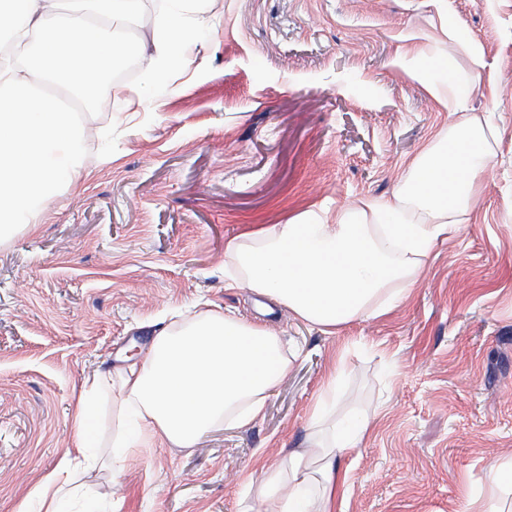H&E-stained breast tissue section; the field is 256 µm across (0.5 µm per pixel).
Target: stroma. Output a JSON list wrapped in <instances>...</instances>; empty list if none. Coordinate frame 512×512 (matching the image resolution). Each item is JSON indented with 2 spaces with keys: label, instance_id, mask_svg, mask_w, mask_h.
Wrapping results in <instances>:
<instances>
[{
  "label": "stroma",
  "instance_id": "obj_1",
  "mask_svg": "<svg viewBox=\"0 0 512 512\" xmlns=\"http://www.w3.org/2000/svg\"><path fill=\"white\" fill-rule=\"evenodd\" d=\"M166 96H107L80 178L0 242V512H18L71 445L83 376L134 358L197 302L301 349L263 414L192 448L130 449L84 495L112 512H260L248 482L300 447L334 369L337 414L369 418L340 466L345 512H467L512 493V0H212ZM478 46L458 106L430 69ZM496 127L479 197L406 300L335 335L224 285L243 232L386 198L469 116Z\"/></svg>",
  "mask_w": 512,
  "mask_h": 512
}]
</instances>
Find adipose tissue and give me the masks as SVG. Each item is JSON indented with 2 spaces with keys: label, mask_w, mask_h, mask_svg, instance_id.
Returning a JSON list of instances; mask_svg holds the SVG:
<instances>
[{
  "label": "adipose tissue",
  "mask_w": 512,
  "mask_h": 512,
  "mask_svg": "<svg viewBox=\"0 0 512 512\" xmlns=\"http://www.w3.org/2000/svg\"><path fill=\"white\" fill-rule=\"evenodd\" d=\"M202 3L168 0L154 22L153 50L141 55L145 78L160 79L185 63V45L194 36L185 14L201 10ZM493 132L476 119L453 127L447 145L423 157L391 199L327 210L231 242L230 287L266 296L328 335L357 318L389 313L418 282L439 238L458 231L474 205ZM290 364L270 329L215 312L156 333L141 361L86 376L75 400L72 447L36 491L41 512H60L78 495V472L97 465L94 420L101 406L112 416L110 448L154 442L191 448L216 423L256 419L267 391ZM339 382L336 376L329 380L303 447L288 449L263 472L256 493L270 512H336L348 480L339 461L360 445L367 429L343 419L321 429Z\"/></svg>",
  "instance_id": "obj_1"
}]
</instances>
